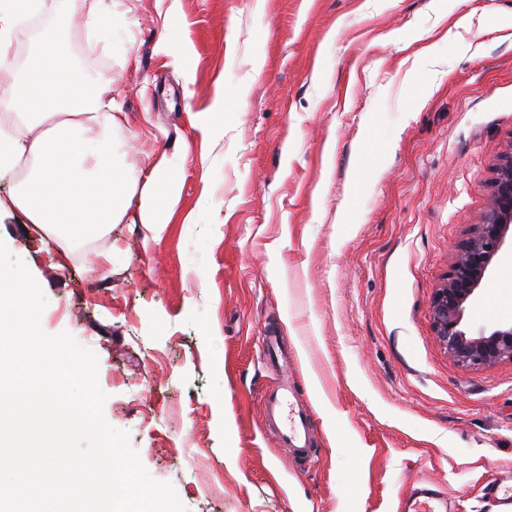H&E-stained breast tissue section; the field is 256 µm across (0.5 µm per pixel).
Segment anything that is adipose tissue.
Listing matches in <instances>:
<instances>
[{
    "label": "adipose tissue",
    "mask_w": 512,
    "mask_h": 512,
    "mask_svg": "<svg viewBox=\"0 0 512 512\" xmlns=\"http://www.w3.org/2000/svg\"><path fill=\"white\" fill-rule=\"evenodd\" d=\"M28 80L0 54V82L13 87L14 97L0 108L14 112L17 124L0 126V173L28 163L29 173L15 196L29 223L38 225L65 245L78 244L74 230L92 227L104 235L122 223L140 176L126 167L116 152L112 134L122 126V114L112 98L111 79L85 74L73 81L77 97L58 98L48 109L35 99L51 85L58 58L34 54ZM97 130L96 141L85 142L84 131Z\"/></svg>",
    "instance_id": "1"
}]
</instances>
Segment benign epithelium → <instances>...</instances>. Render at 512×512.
<instances>
[{"label":"benign epithelium","mask_w":512,"mask_h":512,"mask_svg":"<svg viewBox=\"0 0 512 512\" xmlns=\"http://www.w3.org/2000/svg\"><path fill=\"white\" fill-rule=\"evenodd\" d=\"M511 232L512 149L497 155L489 205L456 246L454 259L431 303L435 336L448 356L462 367L512 362V324L475 335L464 323L469 303L483 288L492 263Z\"/></svg>","instance_id":"7a95c632"}]
</instances>
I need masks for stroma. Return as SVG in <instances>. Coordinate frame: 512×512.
<instances>
[{"label": "stroma", "instance_id": "35a3bbf8", "mask_svg": "<svg viewBox=\"0 0 512 512\" xmlns=\"http://www.w3.org/2000/svg\"><path fill=\"white\" fill-rule=\"evenodd\" d=\"M99 14L101 27L86 20ZM8 53L46 37L112 78L129 167L171 159L162 232L124 223L65 248L0 177V241L48 304L46 333L98 359L104 416L187 512H399L420 482L497 512L512 471V362L464 368L431 301L492 165L512 148V0H42ZM224 108L213 111L216 94ZM504 245L468 307L512 322ZM288 341L270 366L262 338ZM290 386L311 451L283 447L265 393ZM489 493L497 499L501 510L499 512L512 511V474L505 475L488 488Z\"/></svg>", "mask_w": 512, "mask_h": 512}]
</instances>
